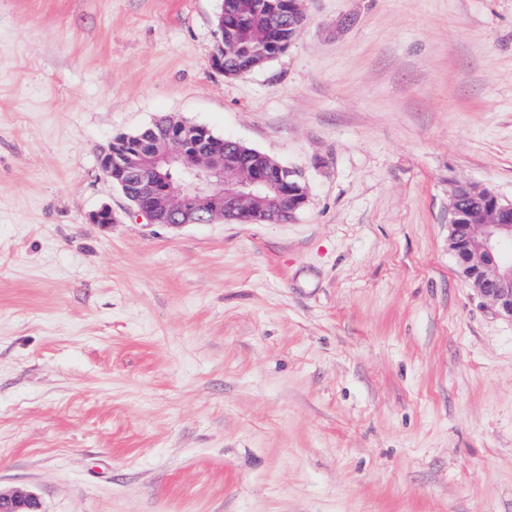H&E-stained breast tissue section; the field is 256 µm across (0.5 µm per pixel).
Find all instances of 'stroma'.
I'll list each match as a JSON object with an SVG mask.
<instances>
[{"label":"stroma","mask_w":512,"mask_h":512,"mask_svg":"<svg viewBox=\"0 0 512 512\" xmlns=\"http://www.w3.org/2000/svg\"><path fill=\"white\" fill-rule=\"evenodd\" d=\"M0 0V489L43 512H512V321L448 250L512 201V0ZM173 116L299 173L289 222L138 216L98 160ZM112 208L113 223L90 216ZM284 5V0H223L220 13L224 12V16L221 19V26L223 28L232 27L233 30L230 33L224 32V38L220 39L222 52L219 51L216 41V50L211 58V66L224 73L225 77H240L261 69L270 58L285 51L288 45H291L297 38L305 21V16L300 19L293 13L294 8L298 6V3L293 0L290 2L288 18L293 20L291 26L296 28L297 36L288 37V40L280 39L276 46L281 50L275 51L271 56L264 51L246 53L242 56L241 67L233 69L245 51L266 47L267 38L271 39L270 26L287 19L282 13ZM224 68L232 70H224Z\"/></svg>","instance_id":"1"}]
</instances>
